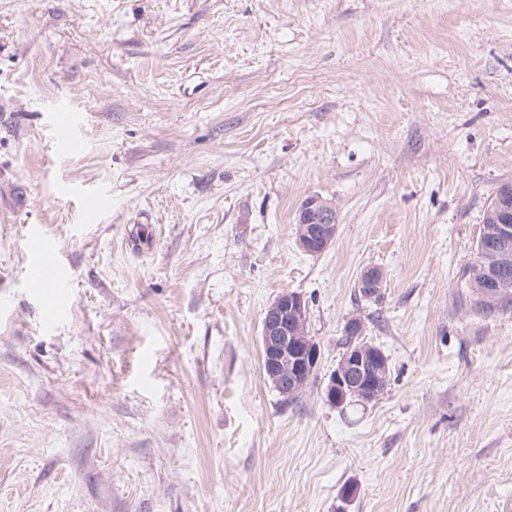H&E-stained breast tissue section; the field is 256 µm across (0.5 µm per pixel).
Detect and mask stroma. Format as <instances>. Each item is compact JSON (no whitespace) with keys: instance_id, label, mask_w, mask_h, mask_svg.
Returning a JSON list of instances; mask_svg holds the SVG:
<instances>
[{"instance_id":"stroma-1","label":"stroma","mask_w":512,"mask_h":512,"mask_svg":"<svg viewBox=\"0 0 512 512\" xmlns=\"http://www.w3.org/2000/svg\"><path fill=\"white\" fill-rule=\"evenodd\" d=\"M508 181L512 0H0V512H512V306L463 277ZM288 290L320 346L291 402L259 344ZM353 317L389 380L339 410ZM297 223L296 243L304 253L321 254L336 238V208L331 202L319 196L312 195L304 201L298 212ZM31 245L35 257L26 267V282L29 288L35 289L45 315L53 321L64 309L68 277L56 269L49 273L46 257L53 253V246L37 229L31 231ZM48 280L52 281V285Z\"/></svg>"}]
</instances>
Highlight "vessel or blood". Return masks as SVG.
Segmentation results:
<instances>
[{
	"label": "vessel or blood",
	"mask_w": 512,
	"mask_h": 512,
	"mask_svg": "<svg viewBox=\"0 0 512 512\" xmlns=\"http://www.w3.org/2000/svg\"><path fill=\"white\" fill-rule=\"evenodd\" d=\"M31 245L35 256L26 267V282L28 287L35 289L45 315L53 320L64 309L68 277L58 271L49 272L46 258L52 254L53 247L39 231H32Z\"/></svg>",
	"instance_id": "obj_1"
}]
</instances>
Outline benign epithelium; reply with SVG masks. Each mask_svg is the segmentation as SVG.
<instances>
[{"label": "benign epithelium", "instance_id": "benign-epithelium-1", "mask_svg": "<svg viewBox=\"0 0 512 512\" xmlns=\"http://www.w3.org/2000/svg\"><path fill=\"white\" fill-rule=\"evenodd\" d=\"M296 243L310 255L326 251L338 229L335 206L316 195L308 197L298 212ZM481 250L490 255L482 268L479 294L494 299L503 294L512 280V218L494 225L492 237ZM382 275L377 270L363 272L358 287L367 293L379 292ZM307 304L294 291L279 295L267 308L261 327L263 371L285 395L303 390L315 373L320 347L306 330ZM348 343L339 363L327 378L324 400L332 407L348 402L362 403L379 398L386 389L387 359L375 345L361 340L363 323L353 317L346 324Z\"/></svg>", "mask_w": 512, "mask_h": 512}]
</instances>
